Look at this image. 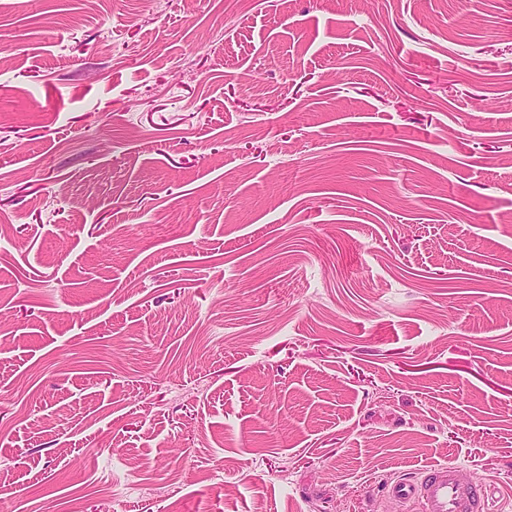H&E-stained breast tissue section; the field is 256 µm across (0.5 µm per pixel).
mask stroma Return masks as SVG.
<instances>
[{"label": "stroma", "mask_w": 512, "mask_h": 512, "mask_svg": "<svg viewBox=\"0 0 512 512\" xmlns=\"http://www.w3.org/2000/svg\"><path fill=\"white\" fill-rule=\"evenodd\" d=\"M512 0H0V512H512ZM454 463L423 469L414 478H399L387 484L391 500L419 506L421 512H486L487 489L482 484L465 483Z\"/></svg>", "instance_id": "stroma-1"}]
</instances>
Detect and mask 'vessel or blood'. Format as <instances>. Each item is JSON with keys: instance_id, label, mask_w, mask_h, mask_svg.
Instances as JSON below:
<instances>
[{"instance_id": "b4317fda", "label": "vessel or blood", "mask_w": 512, "mask_h": 512, "mask_svg": "<svg viewBox=\"0 0 512 512\" xmlns=\"http://www.w3.org/2000/svg\"><path fill=\"white\" fill-rule=\"evenodd\" d=\"M456 464H438L412 478H399L387 485L391 500L418 506L420 512H487V490L458 477Z\"/></svg>"}]
</instances>
